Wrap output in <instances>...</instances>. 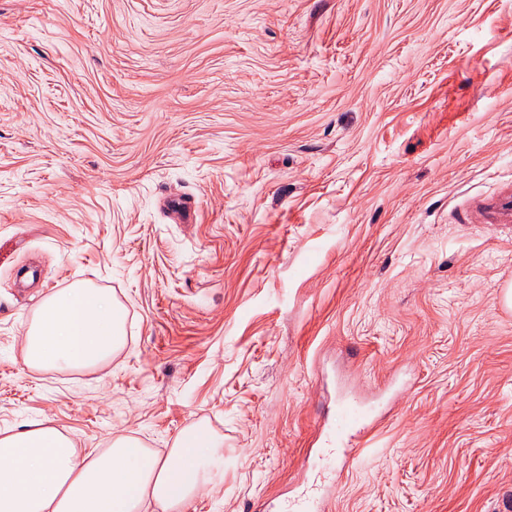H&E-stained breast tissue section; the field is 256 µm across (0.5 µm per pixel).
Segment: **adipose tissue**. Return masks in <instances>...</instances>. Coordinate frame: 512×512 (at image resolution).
<instances>
[{
  "label": "adipose tissue",
  "instance_id": "adipose-tissue-1",
  "mask_svg": "<svg viewBox=\"0 0 512 512\" xmlns=\"http://www.w3.org/2000/svg\"><path fill=\"white\" fill-rule=\"evenodd\" d=\"M122 306L77 286L45 297L21 338L27 367L92 369L126 344ZM220 440L199 425L184 430L166 457L130 436L80 454L49 418L0 437V512H186L207 492V465Z\"/></svg>",
  "mask_w": 512,
  "mask_h": 512
}]
</instances>
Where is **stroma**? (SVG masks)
Returning a JSON list of instances; mask_svg holds the SVG:
<instances>
[{
    "instance_id": "35a3bbf8",
    "label": "stroma",
    "mask_w": 512,
    "mask_h": 512,
    "mask_svg": "<svg viewBox=\"0 0 512 512\" xmlns=\"http://www.w3.org/2000/svg\"><path fill=\"white\" fill-rule=\"evenodd\" d=\"M508 197L512 0H0V431L198 424L188 512H246L312 482L322 369L382 417L330 512H512ZM78 283L125 346L27 367Z\"/></svg>"
}]
</instances>
